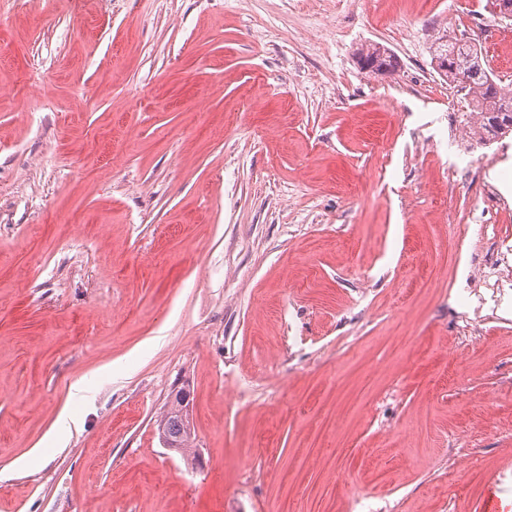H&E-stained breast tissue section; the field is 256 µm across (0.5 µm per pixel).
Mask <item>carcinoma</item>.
Masks as SVG:
<instances>
[{"label":"carcinoma","instance_id":"1","mask_svg":"<svg viewBox=\"0 0 512 512\" xmlns=\"http://www.w3.org/2000/svg\"><path fill=\"white\" fill-rule=\"evenodd\" d=\"M466 48L470 56L468 67L462 69L451 62L443 63L442 76L464 91L472 110L481 117L473 136L477 143L484 144L500 135L512 133V86H502L486 67L481 44L469 41ZM357 56L358 61L367 63L366 70L373 74L387 75L397 68L395 56L379 44H369L359 49ZM160 424L164 433L175 443V451L183 455L191 452L194 437L188 432V411L180 398L170 396Z\"/></svg>","mask_w":512,"mask_h":512}]
</instances>
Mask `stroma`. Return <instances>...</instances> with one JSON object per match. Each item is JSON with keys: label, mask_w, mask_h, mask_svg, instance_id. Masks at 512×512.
<instances>
[{"label": "stroma", "mask_w": 512, "mask_h": 512, "mask_svg": "<svg viewBox=\"0 0 512 512\" xmlns=\"http://www.w3.org/2000/svg\"><path fill=\"white\" fill-rule=\"evenodd\" d=\"M492 10L0 0V512L512 501V134L432 65L475 21L512 82ZM358 61L361 68L377 75H387L393 73L397 68V60L385 47L379 44H369L357 52ZM366 61L367 67L362 65ZM163 425L164 433L172 440L173 443H175V451L182 454L183 457H185V454L190 453L193 449V442L195 437L194 431L192 433L190 422L188 419V411L186 410V407L183 406L181 399L178 398L176 395L173 396V392L170 395L169 401L167 403V410L165 414L163 415L162 419L159 423V429ZM187 429L191 431V433H188ZM162 433V441L166 448H173L174 445L171 443V440L163 433V430L161 429Z\"/></svg>", "instance_id": "1"}]
</instances>
